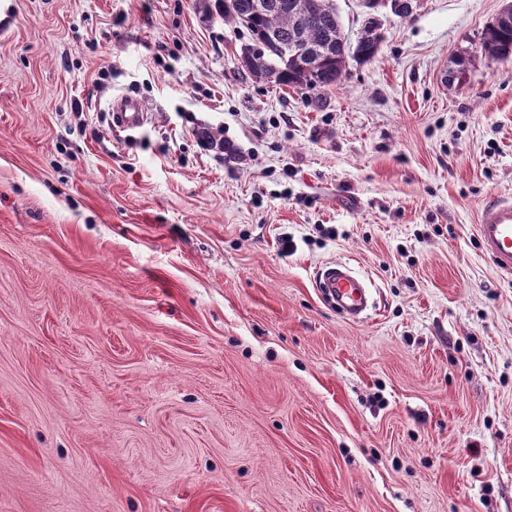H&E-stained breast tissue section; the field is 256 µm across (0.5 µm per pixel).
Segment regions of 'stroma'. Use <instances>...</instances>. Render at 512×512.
<instances>
[{"label":"stroma","mask_w":512,"mask_h":512,"mask_svg":"<svg viewBox=\"0 0 512 512\" xmlns=\"http://www.w3.org/2000/svg\"><path fill=\"white\" fill-rule=\"evenodd\" d=\"M506 2L336 0L380 49L296 90L204 0H0V512H512ZM482 48L493 59H512V17L508 23L493 22L487 27ZM111 112L113 124L124 130L137 129L146 119L139 100L127 95L113 98ZM483 252L496 270L512 275V199L500 198L484 206L478 224ZM316 287L336 304V311L344 316L355 317L367 307L365 281L354 274L347 263L323 266L316 275Z\"/></svg>","instance_id":"1"}]
</instances>
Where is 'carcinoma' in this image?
<instances>
[{
	"label": "carcinoma",
	"mask_w": 512,
	"mask_h": 512,
	"mask_svg": "<svg viewBox=\"0 0 512 512\" xmlns=\"http://www.w3.org/2000/svg\"><path fill=\"white\" fill-rule=\"evenodd\" d=\"M254 2L230 0L226 6L224 0H216V13L234 25L239 18L248 17V42L256 49L246 70L260 81L295 89L330 87L341 81L348 59L368 61L379 50L382 36L374 25L364 28L356 44L349 42L334 0H263L264 9L259 13L253 12ZM297 42L310 48H329L314 85L300 62L283 54V49ZM482 48L493 59H512V20L489 25Z\"/></svg>",
	"instance_id": "cac0c4a2"
}]
</instances>
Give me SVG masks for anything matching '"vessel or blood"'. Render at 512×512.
<instances>
[{"label":"vessel or blood","mask_w":512,"mask_h":512,"mask_svg":"<svg viewBox=\"0 0 512 512\" xmlns=\"http://www.w3.org/2000/svg\"><path fill=\"white\" fill-rule=\"evenodd\" d=\"M146 115L139 100L124 95L112 100L114 125L133 130L144 124ZM483 252L499 273L512 275V199L500 198L484 206L478 224ZM316 286L334 302L337 311L354 317L366 309V284L348 264L330 263L316 275Z\"/></svg>","instance_id":"vessel-or-blood-1"}]
</instances>
